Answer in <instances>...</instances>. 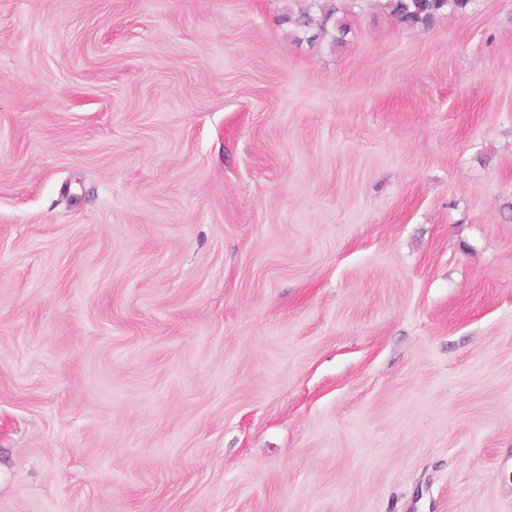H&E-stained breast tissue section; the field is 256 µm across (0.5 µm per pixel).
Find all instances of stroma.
Listing matches in <instances>:
<instances>
[{
    "label": "stroma",
    "instance_id": "1",
    "mask_svg": "<svg viewBox=\"0 0 512 512\" xmlns=\"http://www.w3.org/2000/svg\"><path fill=\"white\" fill-rule=\"evenodd\" d=\"M0 0V512H512V0ZM281 17V22L290 24L295 32L302 35L311 34L308 42H322L329 38L332 45L342 42V37L348 32L347 26L336 15L340 12L335 0H305L299 3ZM474 0H386L390 16L406 27H430L446 12L464 14L472 9Z\"/></svg>",
    "mask_w": 512,
    "mask_h": 512
}]
</instances>
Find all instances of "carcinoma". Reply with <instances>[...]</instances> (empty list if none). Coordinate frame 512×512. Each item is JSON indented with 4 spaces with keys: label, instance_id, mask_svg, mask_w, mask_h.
<instances>
[{
    "label": "carcinoma",
    "instance_id": "obj_1",
    "mask_svg": "<svg viewBox=\"0 0 512 512\" xmlns=\"http://www.w3.org/2000/svg\"><path fill=\"white\" fill-rule=\"evenodd\" d=\"M473 0H386L390 16L406 27L427 28L439 16L447 13L464 14L472 9ZM340 12L336 0H305L295 3L281 17L298 34L308 36V42L329 40L333 45L342 42L347 26L337 18Z\"/></svg>",
    "mask_w": 512,
    "mask_h": 512
}]
</instances>
